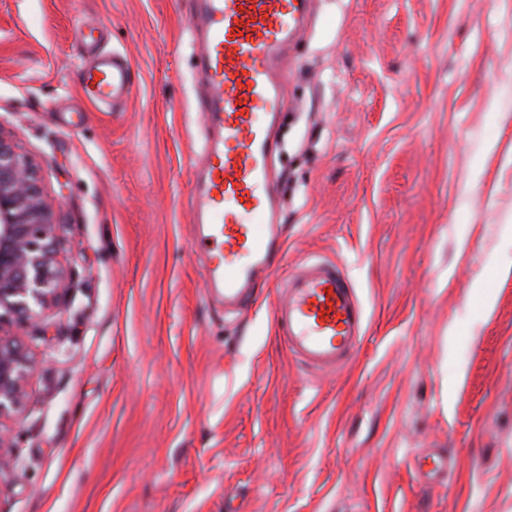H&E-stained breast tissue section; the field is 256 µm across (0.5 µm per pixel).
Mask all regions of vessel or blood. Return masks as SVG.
<instances>
[{"instance_id":"obj_1","label":"vessel or blood","mask_w":512,"mask_h":512,"mask_svg":"<svg viewBox=\"0 0 512 512\" xmlns=\"http://www.w3.org/2000/svg\"><path fill=\"white\" fill-rule=\"evenodd\" d=\"M189 29L200 42L199 101L212 132L202 146L203 168L187 198L199 224L196 247L206 256L204 278L225 304L244 308L255 280L282 250L276 232L260 237L254 217L278 221L271 161L285 105L280 63L288 44L308 25L311 0H191ZM93 101L116 105L132 93L120 56L97 58L82 74ZM275 321L290 350L321 372L342 368L363 330V308L341 267L301 264L282 285Z\"/></svg>"}]
</instances>
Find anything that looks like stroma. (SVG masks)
Segmentation results:
<instances>
[{
    "label": "stroma",
    "instance_id": "1",
    "mask_svg": "<svg viewBox=\"0 0 512 512\" xmlns=\"http://www.w3.org/2000/svg\"><path fill=\"white\" fill-rule=\"evenodd\" d=\"M96 50L130 64L120 107L82 92ZM198 52L184 0H0V130L75 281L47 338L19 328L0 512H512V0H314L283 60L285 257L235 313L185 201ZM310 259L364 310L333 373L272 320Z\"/></svg>",
    "mask_w": 512,
    "mask_h": 512
}]
</instances>
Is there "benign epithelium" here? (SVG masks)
Instances as JSON below:
<instances>
[{"label": "benign epithelium", "mask_w": 512, "mask_h": 512, "mask_svg": "<svg viewBox=\"0 0 512 512\" xmlns=\"http://www.w3.org/2000/svg\"><path fill=\"white\" fill-rule=\"evenodd\" d=\"M57 230L36 165L0 131V452L15 447L3 420L25 407L36 367L15 328L30 323L44 332L42 311L73 288Z\"/></svg>", "instance_id": "benign-epithelium-1"}]
</instances>
